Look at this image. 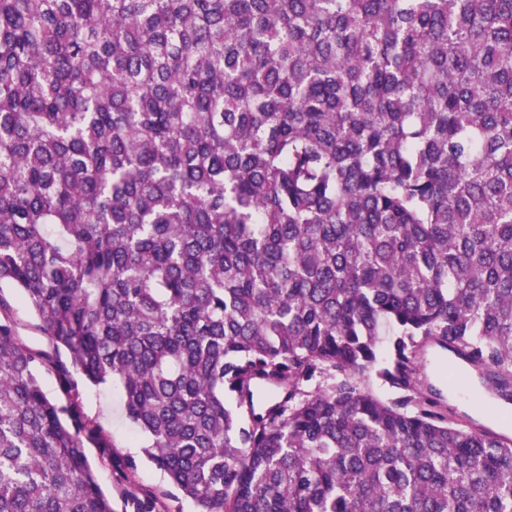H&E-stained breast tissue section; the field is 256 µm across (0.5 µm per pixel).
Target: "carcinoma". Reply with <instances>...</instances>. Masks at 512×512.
Masks as SVG:
<instances>
[{"instance_id":"obj_1","label":"carcinoma","mask_w":512,"mask_h":512,"mask_svg":"<svg viewBox=\"0 0 512 512\" xmlns=\"http://www.w3.org/2000/svg\"><path fill=\"white\" fill-rule=\"evenodd\" d=\"M427 341L512 374V0H0V512H162L110 382L202 512H512ZM5 293L11 304V319L16 324L19 335L24 342L35 351H50L51 343L48 336L39 328V321L32 315L26 304L16 292L5 288ZM441 361H443L444 363H446V361L448 362V358L446 357V354L441 355V354L437 353L434 349H431L428 351V353L425 356V367H424L426 378L430 382H432L438 389H441L443 396L447 399V405L455 407L458 412H462V413L469 415L479 425L494 430L495 426H494V424H491L490 421L480 419V418L476 417L475 415L471 414L469 411H467L464 407V404L467 402L460 400V398L457 394H456L457 399H454V398L449 399L448 398V384L446 385V383L443 382L441 374L438 369V365L440 364ZM448 363H451V362H448ZM439 382L442 383V385L445 389V392L442 390L441 387H439ZM446 389H447V392H446ZM81 406L84 414L100 424L117 446L122 456H131L138 463L137 484L144 491L169 489L168 512H200L201 508L191 499L183 497L169 487L167 476L150 463L143 455L144 439L137 435L136 428L126 418L119 390L113 385L98 387L80 386ZM85 453L89 459V462L96 471L99 484L102 489L110 496L116 507V512H124V500L122 499L115 482V477L112 474V469L107 464H104L100 460L99 449L91 445L85 448Z\"/></svg>"}]
</instances>
